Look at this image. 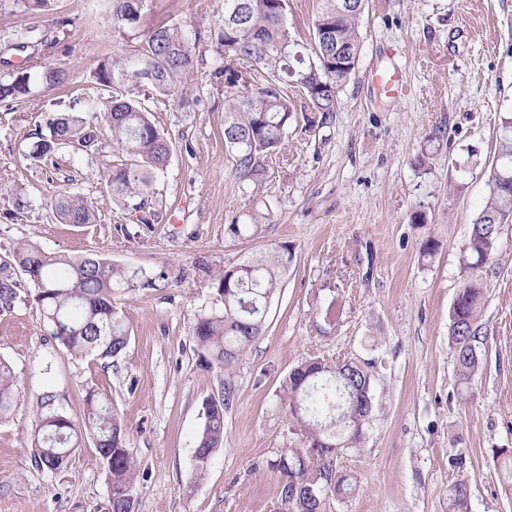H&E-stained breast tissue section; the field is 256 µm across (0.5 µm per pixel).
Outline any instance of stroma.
Instances as JSON below:
<instances>
[{
  "label": "stroma",
  "instance_id": "1",
  "mask_svg": "<svg viewBox=\"0 0 512 512\" xmlns=\"http://www.w3.org/2000/svg\"><path fill=\"white\" fill-rule=\"evenodd\" d=\"M223 15L224 0H152L146 22L204 30ZM121 43L109 0H54L48 11L0 0V77L31 73L28 97L0 100V279L17 283L13 306L0 311V359L19 388L0 420V512H108L111 485L92 441L57 474L31 460L41 394L55 391L77 420L91 388L130 430L136 512H280L269 462L300 445L280 385L314 355L370 362L375 375L365 440L339 461L354 487L329 512H448V490L463 475L471 512H512L493 455L512 449V223L483 276L472 388L458 381L448 336L460 248L487 192L500 120L512 114V0H367L335 122L290 127L257 190L232 174L216 53L198 44L186 77L196 103L151 104L174 150L144 197L147 226L100 179L111 142L59 149L48 165L24 157L51 113L94 119L93 72ZM48 68L63 70V83L43 82ZM394 68L407 83L398 100L374 81ZM60 192L93 204L98 221L55 220ZM253 212L270 216L259 235L227 234ZM416 213L425 224L413 223ZM428 237L437 248L425 257ZM22 241L74 257L94 251L134 271L114 301L130 336L121 357H75L51 336L13 257ZM283 244L293 257L262 335L231 370L208 366L193 329L220 303L214 277ZM228 385L224 445L200 475L204 404Z\"/></svg>",
  "mask_w": 512,
  "mask_h": 512
}]
</instances>
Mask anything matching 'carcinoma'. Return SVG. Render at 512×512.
<instances>
[{"label": "carcinoma", "mask_w": 512, "mask_h": 512, "mask_svg": "<svg viewBox=\"0 0 512 512\" xmlns=\"http://www.w3.org/2000/svg\"><path fill=\"white\" fill-rule=\"evenodd\" d=\"M152 0H112V25L125 41L121 53L94 72L102 90L93 122L67 113L49 119L45 134L36 128L27 159L42 162L69 146L86 151L111 139L115 160L102 179L112 196L140 197L151 175L163 170L172 141L156 124L145 102L161 97L189 103L182 79L193 67L192 44L216 47L222 65L214 77L224 87L239 84L246 94L228 99L224 113V146L239 179L259 187L267 163L279 153L288 127L330 126L338 111V89L353 69L320 62L336 51L359 56L363 11L342 6L344 0H319L312 34L300 42L288 27L287 0H224L223 22L208 30L189 31L177 24L145 25ZM317 77L306 81L311 63ZM26 69L0 81V99L30 93ZM54 211L63 224H93L97 214L79 197L60 195ZM268 215L253 213L249 223L229 225L235 237L250 238L262 230ZM512 221V116L501 118L496 154L488 176V192L461 248L466 277L456 291L449 314L448 336L459 383L471 386L479 366L476 342L482 334L483 272L496 257L501 226ZM292 251L281 245L268 256L249 258L221 272L212 283L222 308L202 314L194 341L222 369L229 370L261 334L267 305L280 288L281 274ZM15 261L34 287L35 301L53 336L69 354L116 359L126 350L128 333L113 305V296L133 286L126 267L97 254L79 258L52 255L21 242ZM372 363L348 358L335 362L312 357L300 362L283 380L280 395L288 403L301 446L288 448L270 462L280 475L281 505L288 512H327L330 500L344 490L348 477L337 468L338 455L360 447L374 400ZM18 391L11 365L0 360V419L12 409ZM57 394L46 391L39 401L32 462L51 473L66 468V458L90 436L108 468L111 512H135L137 464L128 448L126 425L112 410L108 395L90 389L81 420L56 406ZM229 396L205 403L206 422L197 438V472H203L213 451L224 444V409ZM470 479L461 477L449 489L448 512H470Z\"/></svg>", "instance_id": "carcinoma-1"}]
</instances>
